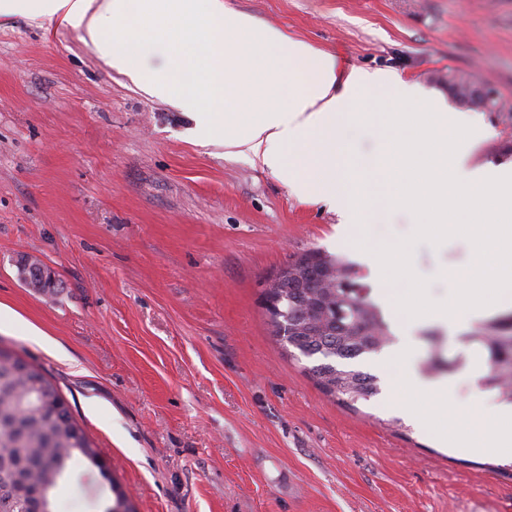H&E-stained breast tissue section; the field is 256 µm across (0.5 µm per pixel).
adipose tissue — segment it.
Listing matches in <instances>:
<instances>
[{
  "instance_id": "adipose-tissue-1",
  "label": "adipose tissue",
  "mask_w": 512,
  "mask_h": 512,
  "mask_svg": "<svg viewBox=\"0 0 512 512\" xmlns=\"http://www.w3.org/2000/svg\"><path fill=\"white\" fill-rule=\"evenodd\" d=\"M1 13L80 30L112 69L188 114L199 140L223 141L297 196L327 203L342 223H365L384 208L415 210L425 216L420 232L444 242L462 230L450 213L469 212L481 258L445 269L459 292L430 312L449 329L483 315L496 293L512 291V168H466L487 128L432 103L419 85L388 71L340 73L333 56L227 12L224 0H0ZM154 41L169 48L157 68L143 58ZM353 125L377 135L358 173L343 135ZM399 333L393 357L402 376L392 383V401L426 426L447 418L442 437L451 447L512 454V405L494 403L476 384L460 401L451 384L422 383L408 327Z\"/></svg>"
}]
</instances>
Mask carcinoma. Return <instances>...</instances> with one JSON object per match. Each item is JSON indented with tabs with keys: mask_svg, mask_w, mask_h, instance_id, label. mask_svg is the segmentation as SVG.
Wrapping results in <instances>:
<instances>
[{
	"mask_svg": "<svg viewBox=\"0 0 512 512\" xmlns=\"http://www.w3.org/2000/svg\"><path fill=\"white\" fill-rule=\"evenodd\" d=\"M451 76L454 85L448 91L462 106L474 77ZM288 267L301 268L304 283L282 282L279 293L288 297V319L271 320L272 333L299 355L315 359L309 371L323 393L351 407L371 398L377 393V377L342 361L380 351L390 331L358 283L354 266L312 250L293 257ZM285 323L289 333L283 335ZM471 341L487 354L485 384L512 403V310L475 328ZM77 457L101 467L98 449L43 372L0 349V490L11 495L8 512H54L53 493ZM100 474L113 493L105 512H134L111 474Z\"/></svg>",
	"mask_w": 512,
	"mask_h": 512,
	"instance_id": "carcinoma-1",
	"label": "carcinoma"
}]
</instances>
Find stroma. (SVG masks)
Instances as JSON below:
<instances>
[{"mask_svg": "<svg viewBox=\"0 0 512 512\" xmlns=\"http://www.w3.org/2000/svg\"><path fill=\"white\" fill-rule=\"evenodd\" d=\"M335 57L394 71L456 111L449 72L490 83L512 109V0H224ZM491 131L472 165L512 166V121L468 108ZM184 112L110 68L79 31L0 16V349L41 369L137 512H512V471L460 456L388 400L377 353L357 358L380 392L348 408L311 359L272 334L266 282L318 249L374 288L372 251L411 249L428 304L455 285L471 241L437 245L412 213L340 225L247 158L203 144ZM60 286L21 281L20 255ZM436 332L458 397L478 345L435 321L413 329L418 361ZM112 491L72 463L56 512H103Z\"/></svg>", "mask_w": 512, "mask_h": 512, "instance_id": "stroma-1", "label": "stroma"}]
</instances>
